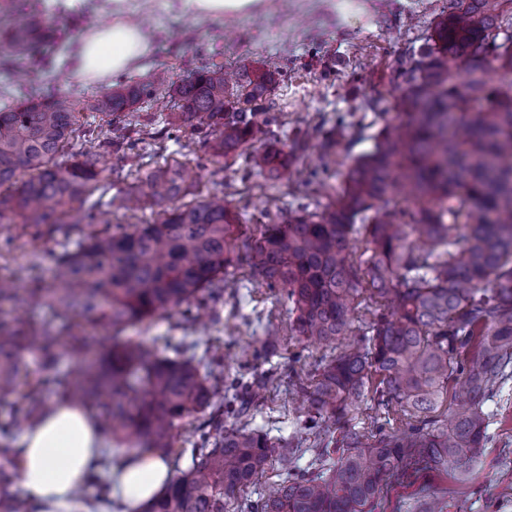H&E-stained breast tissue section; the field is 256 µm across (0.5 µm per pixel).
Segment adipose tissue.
<instances>
[{"mask_svg":"<svg viewBox=\"0 0 512 512\" xmlns=\"http://www.w3.org/2000/svg\"><path fill=\"white\" fill-rule=\"evenodd\" d=\"M149 51L146 33L119 9L110 25L82 37L75 75L83 81H103L126 71ZM103 448L94 412L72 400L58 402L16 443L24 498L36 512H72L75 491L100 471ZM116 456L110 495L115 512H142L166 490L170 468L160 457L136 448L117 449Z\"/></svg>","mask_w":512,"mask_h":512,"instance_id":"1","label":"adipose tissue"}]
</instances>
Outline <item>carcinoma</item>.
<instances>
[{
	"label": "carcinoma",
	"mask_w": 512,
	"mask_h": 512,
	"mask_svg": "<svg viewBox=\"0 0 512 512\" xmlns=\"http://www.w3.org/2000/svg\"><path fill=\"white\" fill-rule=\"evenodd\" d=\"M53 43L39 13L0 12V66L19 82L29 83L31 61ZM278 69L270 62L252 76L209 63L180 80L164 71L79 101L30 92L0 107V224L35 238L48 224L89 226L34 287L0 276V307L53 311L40 325L0 317V397L14 394L25 353L35 352L40 374L14 405L18 419L31 425L55 401L76 400L118 443L173 458L176 474L145 512H374L394 484L469 472L490 438L485 402L512 378V0H448L429 42L399 62L396 92L366 103L382 121L374 150L348 166L341 190L326 187L327 203L283 213L249 244L261 283L291 305L298 340L330 347L356 337L321 358L313 376L293 375V436L248 426L272 374L215 371L212 343L163 337L170 356L133 341L92 352L85 326L116 336L184 304L205 311L233 276L235 216L222 194L180 203L192 185L182 163L145 171L115 198L126 210L170 204L156 221L130 232L93 228L101 220L90 201L107 156L143 141L137 105L163 91L174 130H207L212 159L244 153L274 182L289 161L264 146L274 119L263 102ZM87 113L101 123L84 121ZM343 135L339 124L322 131L326 160ZM364 296L371 308L361 315ZM65 353L79 361L70 376L58 370ZM449 394L456 408L442 418ZM366 398L415 424L401 435L347 425ZM205 413L208 431L179 432ZM226 416L242 424L229 428ZM10 441L0 427V512H32L12 493L19 461ZM187 443L191 463L181 468ZM307 451L310 469H288ZM276 462L277 486L250 499ZM415 502L414 512H442L426 483Z\"/></svg>",
	"instance_id": "1"
}]
</instances>
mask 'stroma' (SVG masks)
<instances>
[{
  "label": "stroma",
  "instance_id": "stroma-1",
  "mask_svg": "<svg viewBox=\"0 0 512 512\" xmlns=\"http://www.w3.org/2000/svg\"><path fill=\"white\" fill-rule=\"evenodd\" d=\"M34 2L57 26L51 64L31 65L38 92L77 97L99 90V83L75 78L73 69L86 30L111 23L112 0ZM123 6L126 16L143 24L152 46L125 72V79L142 81L162 69L184 78L212 61L228 70L253 71L273 58L280 72L267 103L276 118L271 145L287 151L300 131L337 123L345 127L346 138L336 149L335 163L324 164L312 146L271 184L262 176L246 175L244 156L211 163L205 134L169 130L165 123L168 98H146L141 102V120L146 125L143 143L126 160L115 162V174L106 176L94 195L95 202L107 204L127 190L126 171H144L172 158L197 173L199 195L223 193L240 220L234 231L235 283L216 305L220 323L207 320L189 325L179 315L156 316L127 329L123 337L147 345L159 336L179 340L188 331L197 338L217 337L224 343V368L235 374L248 344L262 337L266 328L278 330L279 342L265 364L277 381L250 425L273 438L291 435L296 429L288 409L292 372L300 367L313 369L326 350L300 348L290 329L293 317L287 304L252 276L247 244L263 216L297 206L320 179L340 184L346 166L372 149V136L381 121L365 103L390 91L398 59L431 34L446 0H264L254 11L205 20L184 10L182 0H124ZM83 230L80 224H55L37 240L18 229L9 239L0 234V275L30 287L53 264L63 244L74 243ZM486 408L494 417L480 463L466 478L452 473L433 480L448 503L446 512H512V383Z\"/></svg>",
  "mask_w": 512,
  "mask_h": 512
}]
</instances>
